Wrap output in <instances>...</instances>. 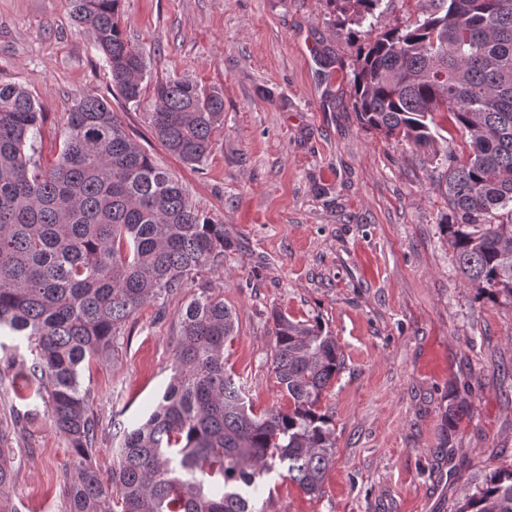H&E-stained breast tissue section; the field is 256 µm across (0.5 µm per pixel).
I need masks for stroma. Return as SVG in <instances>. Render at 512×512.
Instances as JSON below:
<instances>
[{"instance_id":"1","label":"stroma","mask_w":512,"mask_h":512,"mask_svg":"<svg viewBox=\"0 0 512 512\" xmlns=\"http://www.w3.org/2000/svg\"><path fill=\"white\" fill-rule=\"evenodd\" d=\"M146 57L140 106L111 76L65 0H0V81L36 98L43 158L76 99H110L131 137L174 174L233 243L205 280L236 316L224 360L255 411L288 398L270 368L271 313L320 320L344 364L320 407L336 455L320 496L270 476L261 512H451L483 471L512 462V300L479 298L440 223L432 153L362 127L356 65L326 0H122ZM187 76L224 99V126L192 169L153 136L156 82ZM193 295L142 307L80 381L97 422L93 462L112 469L119 431L144 422L173 376L178 318ZM26 340L0 335V446L14 451L12 512H67V439L39 397L18 399Z\"/></svg>"}]
</instances>
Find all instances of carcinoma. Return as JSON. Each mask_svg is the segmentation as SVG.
Returning a JSON list of instances; mask_svg holds the SVG:
<instances>
[{"label":"carcinoma","mask_w":512,"mask_h":512,"mask_svg":"<svg viewBox=\"0 0 512 512\" xmlns=\"http://www.w3.org/2000/svg\"><path fill=\"white\" fill-rule=\"evenodd\" d=\"M91 33L114 95L137 104L143 53L121 28L122 0H67ZM360 41L350 78L361 125L433 150L446 113L468 138L437 175L449 213L441 225L458 269L490 301L512 299V0H416L421 18L377 35L360 31L383 0H327ZM148 124L193 168L224 123V99L189 78L156 83ZM34 96L0 82V329L27 340L25 381L46 393L70 443L68 512H259L249 491L281 469L308 496L335 458L319 408L343 358L318 321L273 313L271 359L286 409L248 404L224 364L235 316L202 287L181 313L174 375L145 423L122 431L109 479L91 463L96 422L79 367L111 355L129 319L224 266V225L193 206L184 186L138 146L105 98L66 113L54 159L41 153ZM14 477L0 448V491ZM454 512H512V464L489 469Z\"/></svg>","instance_id":"cac0c4a2"}]
</instances>
